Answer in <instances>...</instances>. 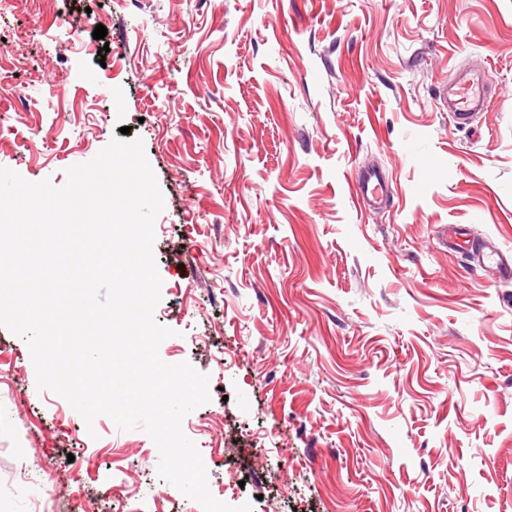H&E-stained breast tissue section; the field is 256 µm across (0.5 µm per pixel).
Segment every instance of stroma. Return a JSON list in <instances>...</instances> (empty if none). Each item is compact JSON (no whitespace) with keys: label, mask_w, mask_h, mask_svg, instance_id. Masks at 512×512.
Returning <instances> with one entry per match:
<instances>
[{"label":"stroma","mask_w":512,"mask_h":512,"mask_svg":"<svg viewBox=\"0 0 512 512\" xmlns=\"http://www.w3.org/2000/svg\"><path fill=\"white\" fill-rule=\"evenodd\" d=\"M4 30L1 167L60 187L121 127L143 142L159 355L209 377L182 429L217 500L512 512V280L442 234L512 245V0H15ZM463 68L488 107L461 129L441 94ZM369 167L374 211L350 199ZM158 463L38 389L0 327V512H121L118 488L202 512Z\"/></svg>","instance_id":"obj_1"}]
</instances>
